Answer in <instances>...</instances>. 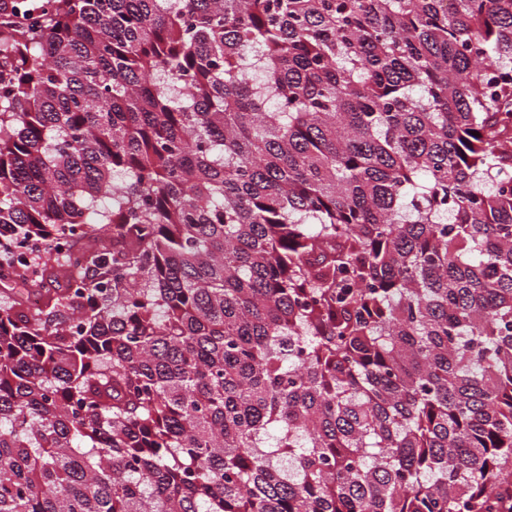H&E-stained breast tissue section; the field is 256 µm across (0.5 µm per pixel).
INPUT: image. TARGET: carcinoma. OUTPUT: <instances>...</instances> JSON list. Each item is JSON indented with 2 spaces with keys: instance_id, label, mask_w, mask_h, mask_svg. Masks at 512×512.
<instances>
[{
  "instance_id": "carcinoma-1",
  "label": "carcinoma",
  "mask_w": 512,
  "mask_h": 512,
  "mask_svg": "<svg viewBox=\"0 0 512 512\" xmlns=\"http://www.w3.org/2000/svg\"><path fill=\"white\" fill-rule=\"evenodd\" d=\"M511 143L512 0H5L0 512H504Z\"/></svg>"
}]
</instances>
